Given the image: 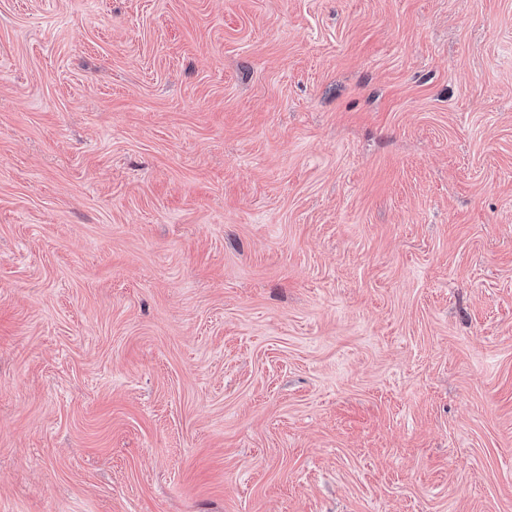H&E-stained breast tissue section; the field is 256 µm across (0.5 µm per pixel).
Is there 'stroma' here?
<instances>
[{
  "mask_svg": "<svg viewBox=\"0 0 512 512\" xmlns=\"http://www.w3.org/2000/svg\"><path fill=\"white\" fill-rule=\"evenodd\" d=\"M0 512H512V0H0Z\"/></svg>",
  "mask_w": 512,
  "mask_h": 512,
  "instance_id": "1",
  "label": "stroma"
}]
</instances>
